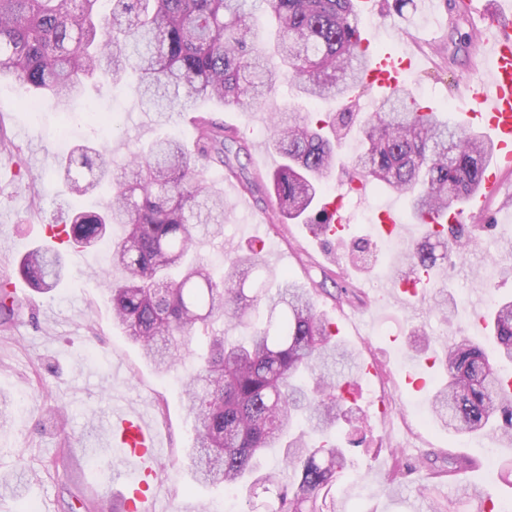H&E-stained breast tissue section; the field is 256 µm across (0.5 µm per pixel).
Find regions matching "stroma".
Here are the masks:
<instances>
[{
	"instance_id": "obj_1",
	"label": "stroma",
	"mask_w": 512,
	"mask_h": 512,
	"mask_svg": "<svg viewBox=\"0 0 512 512\" xmlns=\"http://www.w3.org/2000/svg\"><path fill=\"white\" fill-rule=\"evenodd\" d=\"M361 20L374 50L419 57L408 84L449 123L459 122L461 84L488 75L481 44L469 49L459 44L473 21L455 22L445 0H415L400 12L386 0H375ZM30 99L23 83L0 79V135L17 148L13 154L0 149V277L16 286L22 303L14 324L0 329V400L8 403L0 411V476L21 462L36 475L20 492L0 490V512H17L29 502L38 512H83L84 496L119 502L128 466L119 449L107 447L100 435L117 402L148 415L165 438L159 512L211 510L224 489L193 478L187 457L193 432L182 387L196 366L194 351L208 335L233 339L237 329L214 321L207 334L192 341L181 363L162 375L114 324L98 248L67 250V275L48 293L35 291L18 270L24 252L47 243L49 225L65 224L73 211L94 204L68 194L56 173L69 146H94L119 164L165 132L192 143L194 129L185 117L160 125L141 107L133 87L115 89L103 80L89 84L68 112L46 102L31 109ZM335 108L332 101L298 97L283 80L262 107L210 104L206 111L244 132L248 150L242 163L267 176L281 163L271 144V117ZM206 180L223 195L226 218L219 237L198 238L204 264L221 274L228 257L264 239L266 265L314 289L318 310L337 323L340 338L360 361L375 367L373 374L355 376L352 414L335 430L355 464L336 485L340 512H431L437 501L449 504L452 512H475L467 492L478 486L507 489L501 466L512 459V444L490 435L456 444L445 427L430 421L429 400L443 377L442 365L424 371L427 384L420 392L406 384L405 375L444 344L463 338L486 342V329L471 313L454 311V304L470 301L477 292L492 303L512 299V276L499 273L512 267V170L501 175L484 212L469 218L474 242L463 258L438 269L434 288L411 311L396 300L394 266L380 258V239L371 230L381 209L408 211L405 198L373 187L363 194L347 191L344 169L335 168L323 196L343 195L349 226L344 239L336 240L313 234L310 225L297 221L269 223L276 202L268 186L244 192L216 166L207 170ZM360 241L376 258L372 270L351 258ZM451 456L470 459L472 465L442 474ZM106 468L113 471L108 480L99 476Z\"/></svg>"
}]
</instances>
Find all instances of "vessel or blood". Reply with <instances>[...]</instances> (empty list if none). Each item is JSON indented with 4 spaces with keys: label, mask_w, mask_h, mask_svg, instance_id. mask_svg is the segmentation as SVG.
Masks as SVG:
<instances>
[{
    "label": "vessel or blood",
    "mask_w": 512,
    "mask_h": 512,
    "mask_svg": "<svg viewBox=\"0 0 512 512\" xmlns=\"http://www.w3.org/2000/svg\"><path fill=\"white\" fill-rule=\"evenodd\" d=\"M505 13L502 6L479 9L480 34L485 41V61L491 75L485 81H466L460 90L469 106L464 122L477 124L491 135L495 158L486 169L482 192L470 197L465 208H449L446 221L450 224L460 223L464 216L480 214L488 198L498 190L500 172L512 168V21L506 19ZM418 65V59L409 54H377L364 71L362 81L372 88H392ZM324 209L328 214L324 236L340 237L346 222L340 199L326 202ZM377 230L384 236H405L402 213L391 208L381 211ZM108 426L113 447L125 449L127 461L135 472L136 483L124 494L127 512H155L154 496L149 488L156 481L155 464L162 453L158 434L142 413L130 409L113 410Z\"/></svg>",
    "instance_id": "vessel-or-blood-1"
}]
</instances>
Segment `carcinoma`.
<instances>
[{"label": "carcinoma", "mask_w": 512, "mask_h": 512, "mask_svg": "<svg viewBox=\"0 0 512 512\" xmlns=\"http://www.w3.org/2000/svg\"><path fill=\"white\" fill-rule=\"evenodd\" d=\"M0 0V78L14 76L36 97L66 111L87 83L112 87L137 76L141 104L168 122L198 104L261 107L278 79L301 97L333 98L346 108L324 118L293 115L274 126L284 162L270 178L278 216L312 223L315 202L337 164L336 141L359 125L361 148L347 164L357 181L409 199L419 221L460 206L483 186L493 145L461 124L439 118L405 85L359 116L360 81L371 54L360 48L356 0ZM264 4L274 22L273 50L257 44L254 18ZM194 148L176 135L156 138L125 164L111 166L89 146L72 149L60 175L80 197L112 184L96 211H77L62 232L88 248L113 226L111 262L124 278L108 281L112 315L159 373L170 371L197 331L228 318L245 336H211L185 384L194 430L195 478L245 493L247 512L266 495V512H337L336 478L349 450L328 436L348 413L351 382L337 369L353 353L317 311L313 291L269 268L261 250L225 263L224 276L193 257L197 228L224 223V200L204 178L218 163L238 178L224 141L239 132L192 117ZM461 224L445 226L407 257L411 273L463 256ZM19 271L38 291L57 287L61 254L28 251ZM17 300L0 282V324ZM489 347L465 338L446 347L448 381L431 399V417L450 434H496L512 441V300L489 318ZM281 448L279 468L262 458Z\"/></svg>", "instance_id": "cac0c4a2"}]
</instances>
